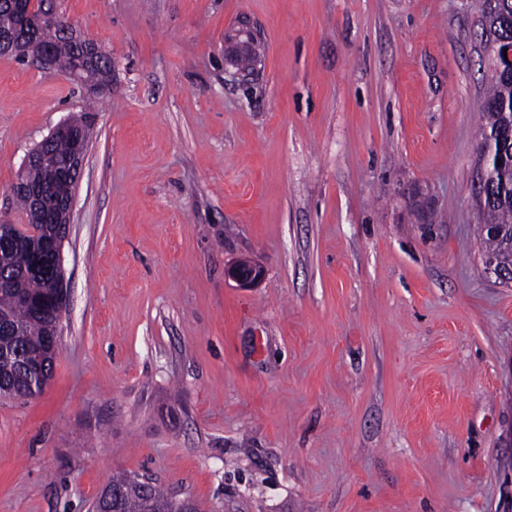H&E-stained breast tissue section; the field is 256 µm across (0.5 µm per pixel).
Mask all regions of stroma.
<instances>
[{"mask_svg": "<svg viewBox=\"0 0 512 512\" xmlns=\"http://www.w3.org/2000/svg\"><path fill=\"white\" fill-rule=\"evenodd\" d=\"M58 5L112 76L0 55V223L26 154L92 116L53 375L0 401V512H90L119 472L204 512H512L474 0ZM227 276L234 281L238 287L250 288L261 280L263 270L260 266L243 260L230 267L227 271Z\"/></svg>", "mask_w": 512, "mask_h": 512, "instance_id": "stroma-1", "label": "stroma"}]
</instances>
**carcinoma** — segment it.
Here are the masks:
<instances>
[{
    "label": "carcinoma",
    "mask_w": 512,
    "mask_h": 512,
    "mask_svg": "<svg viewBox=\"0 0 512 512\" xmlns=\"http://www.w3.org/2000/svg\"><path fill=\"white\" fill-rule=\"evenodd\" d=\"M483 29L487 33V49L512 44V0H478ZM39 40L54 50L55 63L69 69L74 59L72 46L57 31L46 29ZM484 139L494 148L488 179L479 185L483 194L484 223L512 226V74L492 77L484 101ZM486 253L512 256V242L505 236L490 237L480 233ZM34 238L18 232L9 250L0 253V318L12 327L9 336L0 335V389L10 391L17 399L42 394L41 380L33 368L52 362L50 317L35 314L28 300L39 297L66 298V290L55 287L48 277L30 273L27 261ZM108 484L124 489L129 512H175V500L158 486L142 489L131 476L120 474Z\"/></svg>",
    "instance_id": "1"
}]
</instances>
